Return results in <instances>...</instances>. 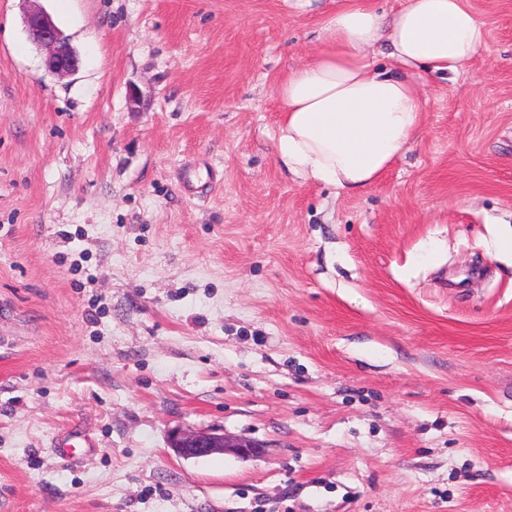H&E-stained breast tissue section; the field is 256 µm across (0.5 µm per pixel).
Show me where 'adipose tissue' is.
I'll list each match as a JSON object with an SVG mask.
<instances>
[{"instance_id": "1", "label": "adipose tissue", "mask_w": 512, "mask_h": 512, "mask_svg": "<svg viewBox=\"0 0 512 512\" xmlns=\"http://www.w3.org/2000/svg\"><path fill=\"white\" fill-rule=\"evenodd\" d=\"M318 39L320 51L278 85L277 160L351 195L378 181L421 130L424 77L457 76L488 48L468 0H400L389 14L342 0ZM379 48L389 66L370 61Z\"/></svg>"}]
</instances>
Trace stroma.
Masks as SVG:
<instances>
[{"label": "stroma", "mask_w": 512, "mask_h": 512, "mask_svg": "<svg viewBox=\"0 0 512 512\" xmlns=\"http://www.w3.org/2000/svg\"><path fill=\"white\" fill-rule=\"evenodd\" d=\"M339 3L0 0V512H512V0L356 195L275 148ZM25 26L31 38L47 50L46 70L57 77H65L76 70L78 58L68 38L42 10H30ZM168 445L184 458H201L216 452H230L240 457H250L262 452V447L256 443L229 437L221 430L174 427L169 431Z\"/></svg>", "instance_id": "obj_1"}]
</instances>
